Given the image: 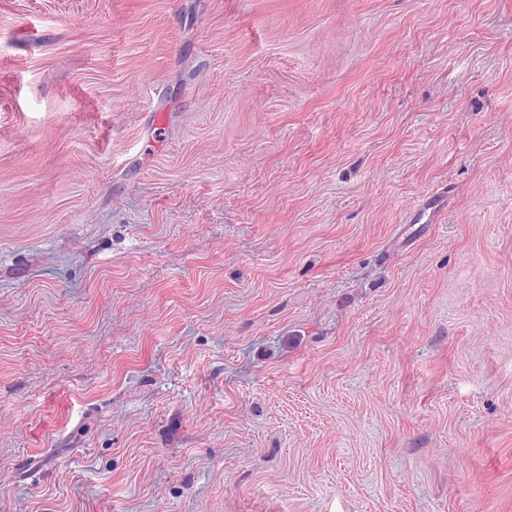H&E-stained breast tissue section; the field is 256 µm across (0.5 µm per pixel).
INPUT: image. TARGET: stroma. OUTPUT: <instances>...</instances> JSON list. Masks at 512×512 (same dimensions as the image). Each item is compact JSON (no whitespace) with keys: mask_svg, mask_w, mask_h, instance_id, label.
<instances>
[{"mask_svg":"<svg viewBox=\"0 0 512 512\" xmlns=\"http://www.w3.org/2000/svg\"><path fill=\"white\" fill-rule=\"evenodd\" d=\"M0 512H512V0H0Z\"/></svg>","mask_w":512,"mask_h":512,"instance_id":"obj_1","label":"stroma"}]
</instances>
